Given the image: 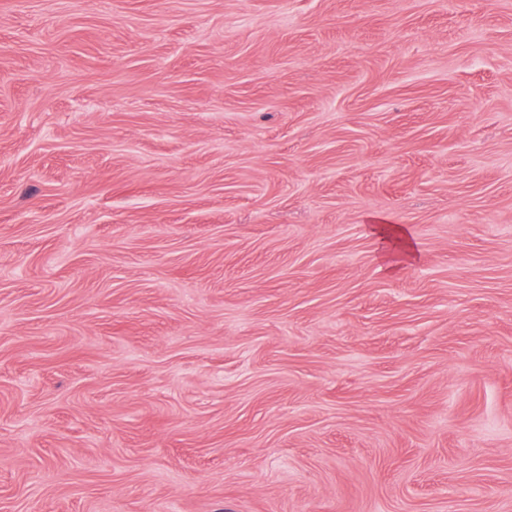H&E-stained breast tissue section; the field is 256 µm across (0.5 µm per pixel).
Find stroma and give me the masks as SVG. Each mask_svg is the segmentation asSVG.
Returning <instances> with one entry per match:
<instances>
[{
    "label": "stroma",
    "mask_w": 512,
    "mask_h": 512,
    "mask_svg": "<svg viewBox=\"0 0 512 512\" xmlns=\"http://www.w3.org/2000/svg\"><path fill=\"white\" fill-rule=\"evenodd\" d=\"M0 512H512V0H0Z\"/></svg>",
    "instance_id": "35a3bbf8"
}]
</instances>
